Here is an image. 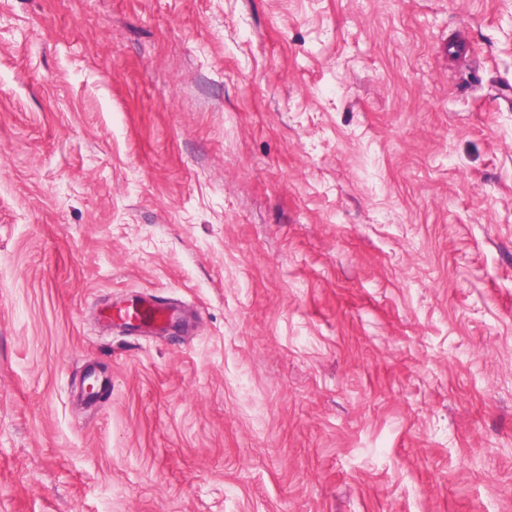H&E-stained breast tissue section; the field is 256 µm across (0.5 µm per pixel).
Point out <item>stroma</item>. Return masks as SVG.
<instances>
[{
  "label": "stroma",
  "mask_w": 512,
  "mask_h": 512,
  "mask_svg": "<svg viewBox=\"0 0 512 512\" xmlns=\"http://www.w3.org/2000/svg\"><path fill=\"white\" fill-rule=\"evenodd\" d=\"M507 89L512 0H0V512H512ZM117 318L124 328L140 333L153 331L157 334L165 333L170 326L178 323L174 307L166 301L158 299L133 298L127 307L119 308L103 316L107 323Z\"/></svg>",
  "instance_id": "stroma-1"
}]
</instances>
